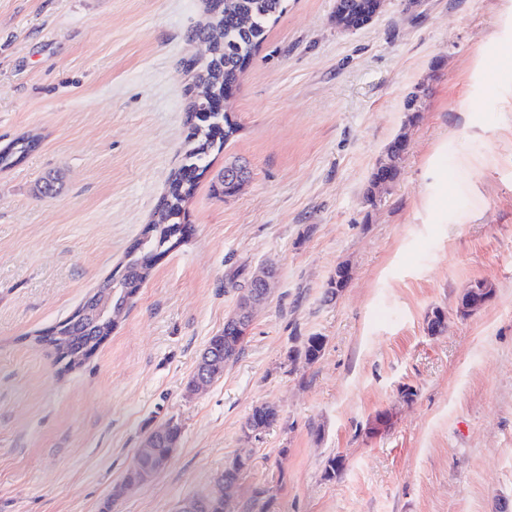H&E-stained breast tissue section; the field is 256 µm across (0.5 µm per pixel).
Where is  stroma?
<instances>
[{"label":"stroma","mask_w":512,"mask_h":512,"mask_svg":"<svg viewBox=\"0 0 512 512\" xmlns=\"http://www.w3.org/2000/svg\"><path fill=\"white\" fill-rule=\"evenodd\" d=\"M335 10L285 0L235 91L240 131L187 205L190 239L66 372L33 338L112 273L180 166L186 36L203 3L0 0V146L42 137L0 170V512H103L170 419L175 455L112 512H178L238 456L251 467L236 500L271 488L268 512H512V0H385L353 31ZM403 130L401 174L369 205ZM233 160L251 178L215 196ZM342 263L351 279L326 301ZM263 264L277 276L240 356L189 394ZM479 280L493 297L456 316ZM435 308L450 315L438 335ZM313 335L321 357L290 362ZM263 401L280 420L245 436ZM384 411L391 426L370 436ZM335 454L344 469L324 480ZM403 138H405V140L401 141ZM399 142H402L401 155L405 157V155L407 154V151H408L409 140H408V138H406V133H400L390 143V147H389V151H390L389 160L391 162L390 165L387 166V164L385 163L386 162L385 158H386V154H387V148H386L385 154L379 159L378 162H376L372 173L375 172L376 168L379 166H387L385 168L388 169L390 172V180L394 179V177L396 176L399 168L401 167V163L403 161L399 152L393 148V147H395L396 143H399ZM380 170L381 169H378V171L376 173H373L372 177L370 178V181H369V187H368V192L366 194V199H367V202H369V204H371V205H375L372 198L375 196L376 190L379 189V185H380V181H381L379 178ZM400 171H401V169L399 170L396 178L393 181L386 179V181L384 182L385 188H389L396 181V179L398 178V176L400 174Z\"/></svg>","instance_id":"obj_1"}]
</instances>
